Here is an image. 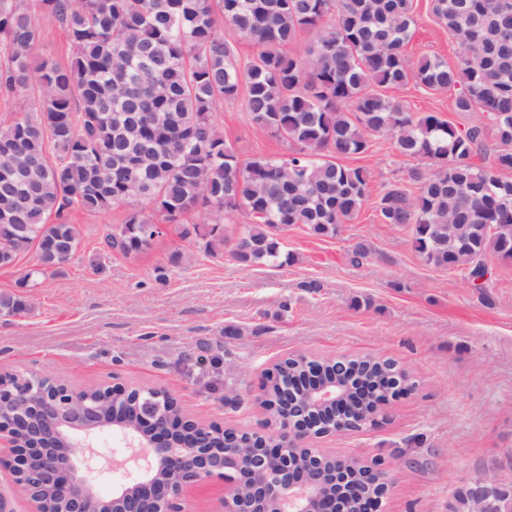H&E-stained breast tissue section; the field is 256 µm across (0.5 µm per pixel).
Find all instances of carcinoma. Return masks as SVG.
<instances>
[{
  "instance_id": "obj_1",
  "label": "carcinoma",
  "mask_w": 512,
  "mask_h": 512,
  "mask_svg": "<svg viewBox=\"0 0 512 512\" xmlns=\"http://www.w3.org/2000/svg\"><path fill=\"white\" fill-rule=\"evenodd\" d=\"M0 0V91L30 83L39 16L67 32L70 59H43L39 111L0 128V268L30 249L38 268L19 287L60 275L80 244L66 218L77 208L103 213L145 202L105 235L125 255L154 236L141 225L178 224L202 210L204 250L224 247V213L246 209L233 246L246 264L281 257L276 232L303 224L334 237L372 194L367 170L343 163L366 153L375 135H391L398 152L427 163L378 195L385 224L410 225L412 244L435 267L459 268L472 282L494 256L512 260V0H431V10L459 50L411 64L405 47L415 26L414 0ZM225 33H217L218 21ZM308 40L297 51L298 39ZM256 53L235 65L237 39ZM456 90L454 111L483 112L493 126L461 130L434 112L408 111L393 92L409 83ZM245 96L252 126L284 137L283 160L242 162L219 130L217 112ZM493 138L492 164L474 158ZM28 309L25 297L0 293V316ZM344 379L322 362L326 379L361 409L386 396L383 382L410 374L371 356L348 359ZM270 437L246 432L239 451Z\"/></svg>"
}]
</instances>
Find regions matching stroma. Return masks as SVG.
Here are the masks:
<instances>
[{"instance_id":"stroma-1","label":"stroma","mask_w":512,"mask_h":512,"mask_svg":"<svg viewBox=\"0 0 512 512\" xmlns=\"http://www.w3.org/2000/svg\"><path fill=\"white\" fill-rule=\"evenodd\" d=\"M415 11L410 62L439 55L456 63L430 0H415ZM398 97L409 111L440 113L462 129L488 122L480 112L453 111L450 90L411 84ZM218 122L240 160L291 150L252 128L243 100L225 102ZM352 163L379 190L405 179L416 161L377 135ZM128 212L68 211L81 228L79 250L63 274L26 289L29 311L0 318V373L59 377L76 390L161 388L192 419L266 433L258 398L277 362L297 354L395 360L415 377V391L391 400L379 426L311 442L341 458L382 459L392 479L384 512H447L456 490L512 454V262L489 258L474 288L461 271L426 264L411 228L382 223L370 201L336 236L302 224L278 232L294 256L281 266L209 254L202 239L182 235L183 225L167 224L148 249L112 253L94 268L107 230ZM359 242L369 255L354 262Z\"/></svg>"}]
</instances>
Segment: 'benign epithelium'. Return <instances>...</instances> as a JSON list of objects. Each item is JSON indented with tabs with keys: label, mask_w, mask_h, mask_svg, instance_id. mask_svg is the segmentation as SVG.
I'll use <instances>...</instances> for the list:
<instances>
[{
	"label": "benign epithelium",
	"mask_w": 512,
	"mask_h": 512,
	"mask_svg": "<svg viewBox=\"0 0 512 512\" xmlns=\"http://www.w3.org/2000/svg\"><path fill=\"white\" fill-rule=\"evenodd\" d=\"M279 395L262 400L283 412L275 425L273 444L255 450L243 460L230 447L240 431L205 425L184 415L178 401L167 396L169 410L161 416L145 409L136 426L117 419L107 421L101 401L77 400V392L59 378L36 374L0 375V455L16 487L30 503L29 512H42L34 493L53 494L57 512H183L187 489L204 482L224 483V496L214 512H266L273 502L278 512H338L336 498L322 496L325 483L323 454L305 449L303 460L293 462L291 449L315 437L313 411L341 408L331 433L356 431L378 413H365L349 404L334 384L319 380V362L310 361L305 375L284 372ZM112 406L128 399L140 400L153 387L131 390L102 387ZM111 432L125 444L146 447L152 457L145 465L122 475L109 496L94 487V476L111 472L104 458L120 452L105 448L95 454L97 437ZM503 463L486 468L466 502L448 501V512H512V490L498 477ZM365 512H382L388 491L375 472L368 471L354 489Z\"/></svg>",
	"instance_id": "benign-epithelium-1"
}]
</instances>
